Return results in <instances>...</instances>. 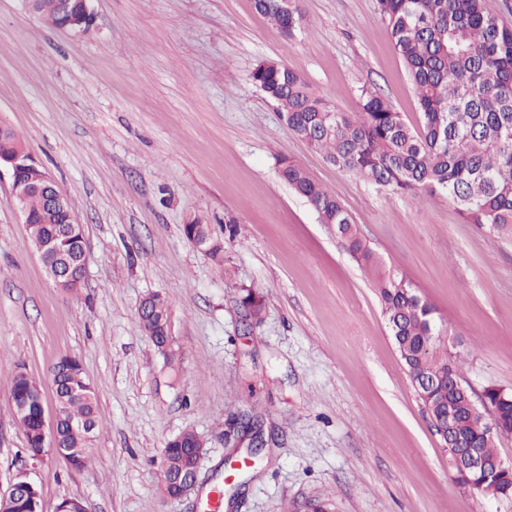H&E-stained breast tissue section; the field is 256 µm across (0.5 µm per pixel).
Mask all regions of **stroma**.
I'll use <instances>...</instances> for the list:
<instances>
[{"instance_id":"stroma-1","label":"stroma","mask_w":512,"mask_h":512,"mask_svg":"<svg viewBox=\"0 0 512 512\" xmlns=\"http://www.w3.org/2000/svg\"><path fill=\"white\" fill-rule=\"evenodd\" d=\"M92 7L94 27L73 34L0 0V126L67 194L88 255L81 288H56L0 177V489L24 472L40 512L66 499L86 512H204L196 496L159 491L163 449L190 429L206 443L200 481L225 485L221 512H302L318 498L331 512H512V500L457 484L371 275L281 179L280 161L332 191L386 269L435 308L477 394L512 390V241L465 223L446 198L417 200L330 165L251 81L273 59L341 111H357L368 86L417 120L378 0H301L291 35L254 0ZM193 217L223 261L184 237ZM244 288L264 295L260 319L240 306ZM155 292L170 309V365L139 326ZM65 355L97 394L83 470L27 452L6 383L25 368L53 418L50 370ZM239 412L264 426L251 466L224 444Z\"/></svg>"}]
</instances>
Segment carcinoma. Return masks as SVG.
I'll list each match as a JSON object with an SVG mask.
<instances>
[{
  "label": "carcinoma",
  "mask_w": 512,
  "mask_h": 512,
  "mask_svg": "<svg viewBox=\"0 0 512 512\" xmlns=\"http://www.w3.org/2000/svg\"><path fill=\"white\" fill-rule=\"evenodd\" d=\"M394 49L413 85L419 126L377 91L362 90L356 112H341L301 77L278 61H259L252 83L276 106L291 132L320 152L327 163L360 175L378 187L414 198L419 193L445 196L468 224L512 238V28L492 14L486 0H378ZM257 10L281 31L301 25L300 0L288 10L278 0H256ZM24 149L18 135L0 128V156ZM281 179L330 226L359 267L373 275L382 315L416 393L428 410L435 431L445 427L448 401L456 408L460 434L487 458L498 457L495 439L512 434V391L484 390L485 409L472 404L462 384L457 356L448 351L435 309L423 300L405 276L383 269V263L361 236L340 199L299 163L281 161ZM28 240L34 251L65 224L69 236L46 261L68 262L71 273L62 288L74 291L83 280L82 229L73 212L48 207L34 193L25 199ZM190 241H204L213 258L222 253L208 225L193 219L183 225ZM241 306L254 319L263 297L242 290ZM140 327L167 363L170 348L169 306L152 294L139 312ZM58 419L54 451L69 465L86 468L95 453L97 395L78 359L61 357L52 367ZM14 412L32 456L45 451L41 421L44 412L38 382L17 370L10 379ZM205 442L186 430L167 442L162 456L160 490L177 495L174 473L187 470ZM17 496L0 504V512H39L35 484L16 476ZM462 486L480 492L495 486L497 496L512 499V471L473 472Z\"/></svg>",
  "instance_id": "carcinoma-1"
}]
</instances>
